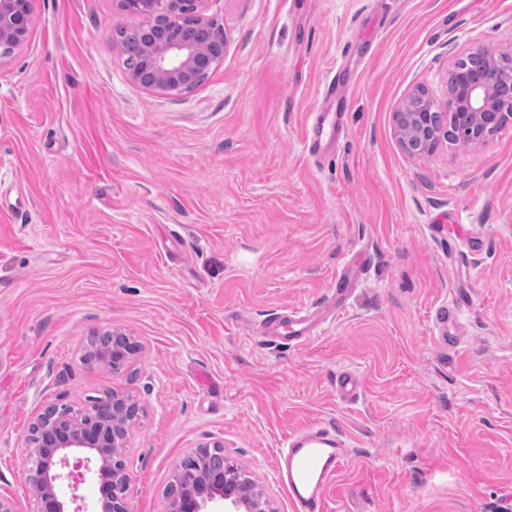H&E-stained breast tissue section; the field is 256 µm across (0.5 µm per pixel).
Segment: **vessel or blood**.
Returning <instances> with one entry per match:
<instances>
[{
	"instance_id": "1",
	"label": "vessel or blood",
	"mask_w": 512,
	"mask_h": 512,
	"mask_svg": "<svg viewBox=\"0 0 512 512\" xmlns=\"http://www.w3.org/2000/svg\"><path fill=\"white\" fill-rule=\"evenodd\" d=\"M337 124L314 113L304 148L311 157L321 153L324 136H336ZM311 313L291 310L259 327L261 335L306 342L313 335ZM350 450L343 435L333 426L315 424L289 434L277 458V472L289 491L291 512H326V494L332 480L346 463Z\"/></svg>"
}]
</instances>
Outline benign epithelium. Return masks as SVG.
Returning a JSON list of instances; mask_svg holds the SVG:
<instances>
[{
    "instance_id": "benign-epithelium-1",
    "label": "benign epithelium",
    "mask_w": 512,
    "mask_h": 512,
    "mask_svg": "<svg viewBox=\"0 0 512 512\" xmlns=\"http://www.w3.org/2000/svg\"><path fill=\"white\" fill-rule=\"evenodd\" d=\"M124 12L144 15V66L130 72L131 81L148 90L188 92L199 75L213 66L200 51L196 33L182 25L189 18L202 30L220 34L222 26L195 15L199 0H117ZM29 0H0V64L11 59L28 42ZM478 59L473 67L454 64L455 89L443 105L419 92L396 112L405 147L412 153L430 151L440 133L480 144L512 120V51L479 47L469 53ZM138 347L121 351L99 348L93 359L105 364L130 361ZM139 411L130 395L113 392L92 401L85 410L51 404L36 413L31 423L37 440L26 439L30 462L27 482L33 487L30 512H68L59 482L73 477L62 469L81 467L93 473L98 486V512H131L128 491L131 476L123 448L129 426ZM220 445H199L188 459L193 468L180 467L176 489L168 497L167 512H208L222 505L224 512H266L264 492L247 471L224 461L210 466L211 453Z\"/></svg>"
}]
</instances>
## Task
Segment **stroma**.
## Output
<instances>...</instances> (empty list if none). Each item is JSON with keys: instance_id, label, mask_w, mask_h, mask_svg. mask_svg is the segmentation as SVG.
Returning <instances> with one entry per match:
<instances>
[{"instance_id": "1", "label": "stroma", "mask_w": 512, "mask_h": 512, "mask_svg": "<svg viewBox=\"0 0 512 512\" xmlns=\"http://www.w3.org/2000/svg\"><path fill=\"white\" fill-rule=\"evenodd\" d=\"M224 58L188 92L131 82L115 0H31L0 66V495L27 512L34 413L117 390L140 405L132 512H165L205 443L290 512L289 433L337 426L351 455L328 512H512V123L414 154L395 114L436 103L477 45L512 48V0H200ZM338 75L336 97L324 87ZM343 111L320 158L313 112ZM371 265L307 342L259 323L321 309L357 251ZM458 303L456 347L435 312ZM116 330L121 371L85 359ZM357 375V401L336 377Z\"/></svg>"}]
</instances>
